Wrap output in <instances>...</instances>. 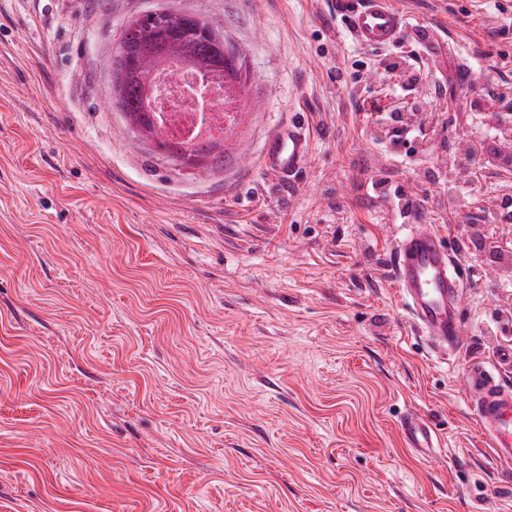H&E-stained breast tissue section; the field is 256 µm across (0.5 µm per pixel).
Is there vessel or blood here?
<instances>
[{
    "mask_svg": "<svg viewBox=\"0 0 512 512\" xmlns=\"http://www.w3.org/2000/svg\"><path fill=\"white\" fill-rule=\"evenodd\" d=\"M339 6L359 44L387 47L395 43L402 15L392 0H339ZM311 155L305 121L297 118L275 129L265 150L264 168L271 175L290 179L308 167ZM393 275L421 335L440 351L456 347L463 334L462 279L451 242L434 225H405L395 251ZM466 383L482 433L499 459L511 461L512 384L479 361L469 364ZM398 426L406 447L427 451L440 445L437 433L416 412H405Z\"/></svg>",
    "mask_w": 512,
    "mask_h": 512,
    "instance_id": "1",
    "label": "vessel or blood"
}]
</instances>
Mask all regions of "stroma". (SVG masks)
<instances>
[{"instance_id":"1","label":"stroma","mask_w":512,"mask_h":512,"mask_svg":"<svg viewBox=\"0 0 512 512\" xmlns=\"http://www.w3.org/2000/svg\"><path fill=\"white\" fill-rule=\"evenodd\" d=\"M161 1L243 59L203 170L112 101L123 25ZM394 2L375 49L336 0H0V512H512L464 382L476 358L512 381V0ZM300 114L283 181L263 150ZM421 222L463 276L445 353L392 274ZM311 155L305 120L296 118L275 129L265 150L264 168L271 175L290 179L308 167ZM399 431L406 447L417 451L440 448L437 433L418 413L406 411L399 419Z\"/></svg>"}]
</instances>
